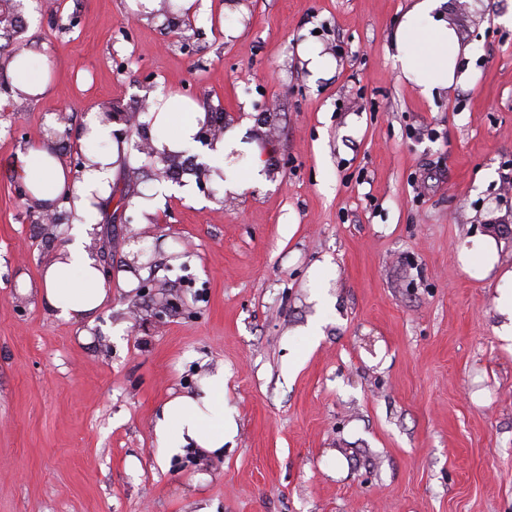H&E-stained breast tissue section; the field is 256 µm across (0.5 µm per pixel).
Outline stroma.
Returning <instances> with one entry per match:
<instances>
[{
  "label": "stroma",
  "instance_id": "1",
  "mask_svg": "<svg viewBox=\"0 0 512 512\" xmlns=\"http://www.w3.org/2000/svg\"><path fill=\"white\" fill-rule=\"evenodd\" d=\"M507 2L448 0L473 53L427 101L391 58L413 0H232L221 22L170 0H24L0 63L35 51L51 87L0 92V512H512V352L493 286L458 259L490 233L512 268ZM312 38L329 78L301 59ZM173 92L244 127L266 183L232 196L194 174L193 199L153 200L146 224L166 166L131 149L94 241L112 300L94 326L56 319L21 288L74 210L45 226L17 199L18 146L53 112L75 163L87 112ZM133 245L143 284L127 291ZM318 316L312 344L300 330ZM219 366L236 437L220 459H165L155 412ZM300 55L306 63L307 71L315 79L327 77L336 67V61L324 52V48L317 41L305 44Z\"/></svg>",
  "mask_w": 512,
  "mask_h": 512
}]
</instances>
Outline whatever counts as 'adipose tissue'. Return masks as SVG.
Listing matches in <instances>:
<instances>
[{
  "label": "adipose tissue",
  "instance_id": "ef3b65f1",
  "mask_svg": "<svg viewBox=\"0 0 512 512\" xmlns=\"http://www.w3.org/2000/svg\"><path fill=\"white\" fill-rule=\"evenodd\" d=\"M460 58L457 31L448 18V0H414L396 29L393 59L401 77L431 100L464 81ZM5 73L16 98L38 97L49 90V66L33 52L24 51L9 60ZM179 102L177 96L160 95L149 99L137 115L138 125L148 131L158 153L187 155L197 144L205 115L180 107ZM114 130L100 112L87 113L79 143L102 141L109 150L88 155L76 172L65 163L54 137L34 139L17 150V178L28 199L49 212L65 194L75 208L65 243L52 251L40 270L37 299L57 319L89 327L112 296L91 245L101 230L98 206L110 195L118 162L128 149L127 143L115 138ZM205 163L212 177L221 180L225 192L232 195L266 178L257 150L237 127L225 130L208 147ZM501 249L494 235L485 234L465 240L459 260L472 278L495 281L496 334L512 351V268L501 265ZM236 432V419L224 408V370L220 367L204 373L194 391L168 398L153 424L154 441L169 458L189 452L202 458L223 457L225 441Z\"/></svg>",
  "mask_w": 512,
  "mask_h": 512
}]
</instances>
